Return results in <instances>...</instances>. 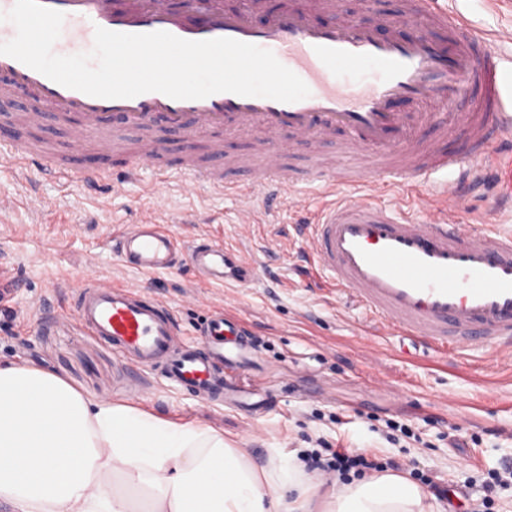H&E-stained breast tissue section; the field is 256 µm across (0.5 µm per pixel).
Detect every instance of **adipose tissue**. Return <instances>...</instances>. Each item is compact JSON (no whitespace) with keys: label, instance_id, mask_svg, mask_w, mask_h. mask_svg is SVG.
<instances>
[{"label":"adipose tissue","instance_id":"obj_1","mask_svg":"<svg viewBox=\"0 0 512 512\" xmlns=\"http://www.w3.org/2000/svg\"><path fill=\"white\" fill-rule=\"evenodd\" d=\"M436 512L408 476L325 485L302 463L257 467L223 431L83 395L0 365V503L9 512Z\"/></svg>","mask_w":512,"mask_h":512}]
</instances>
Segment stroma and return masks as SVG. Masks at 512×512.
I'll use <instances>...</instances> for the list:
<instances>
[{"label": "stroma", "instance_id": "1", "mask_svg": "<svg viewBox=\"0 0 512 512\" xmlns=\"http://www.w3.org/2000/svg\"><path fill=\"white\" fill-rule=\"evenodd\" d=\"M474 29L495 35L512 31V4L505 0H440ZM0 110L41 112L34 135L58 154L71 151L72 130L33 100L0 102ZM169 168L158 175L149 164L127 178L124 156L113 159L112 179L124 190L109 193L105 183L50 180L36 170L0 166V364L33 363L50 368L84 394L141 406L174 422L223 430L257 465L270 449L281 459L307 454L319 443L368 453L379 460L400 457L431 469L448 488L468 485L480 499L489 472L512 461V362L493 347L477 343L440 354L423 342L381 334L373 315L348 295L310 277L300 238L289 229L287 197L256 194L254 221H239L237 196L190 181L178 164L182 138L164 133ZM348 139L340 132L316 151L289 149L285 161L297 171L289 188L309 205L356 200L381 184L378 201L390 211L423 216L424 202L436 195L423 182L346 183L335 192L301 173L310 156L328 160ZM499 172L484 167L471 187L468 221L481 229L512 231V203L494 204L503 189ZM165 180L166 205L157 220L181 240H211L235 250L254 270L245 284L209 283L188 266L144 273L121 260L115 231L131 226L150 209L148 186ZM53 209H44L43 199ZM75 278H107L165 306L175 320L174 340L203 347L208 313L221 312L245 337L259 362L230 371L238 390L224 403L176 390L160 369L139 364L92 331L78 314ZM409 425L404 446L388 443L379 429L386 421ZM461 428L462 447L444 439L449 426Z\"/></svg>", "mask_w": 512, "mask_h": 512}]
</instances>
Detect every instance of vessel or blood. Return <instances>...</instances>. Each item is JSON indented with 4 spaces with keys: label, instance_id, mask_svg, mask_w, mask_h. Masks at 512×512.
Returning a JSON list of instances; mask_svg holds the SVG:
<instances>
[{
    "label": "vessel or blood",
    "instance_id": "obj_1",
    "mask_svg": "<svg viewBox=\"0 0 512 512\" xmlns=\"http://www.w3.org/2000/svg\"><path fill=\"white\" fill-rule=\"evenodd\" d=\"M65 20L54 51L88 52L94 31H166L199 41L231 38L274 53L309 87L308 98L283 103L269 98L217 93L204 99L176 100L159 92L129 99H102L66 88L19 61L0 55V98L18 87L37 102L97 136L92 163H64L32 152L19 124L0 126V146L10 165H32L49 178L66 175L96 183L114 152L112 134L122 129L146 132L140 150L129 155L127 173L144 161L167 167V144L155 132L165 127L183 139V164L206 184L228 183L243 202L259 189L285 194L291 176L280 143L309 146L336 132L349 133L359 157L335 167L316 163L308 177L333 186L358 181L368 168L404 180L427 177L449 167L475 177L474 158L424 151L421 127L397 102L432 101L439 114L467 102L465 125L479 148L487 133L512 132V105L502 86L506 59L439 0H402L398 15L380 25L359 24L341 0H314L302 9L270 13L256 25L250 12H225L223 0H202L199 8H173L169 0H41ZM328 20L317 24L312 14ZM369 70L367 82L352 74ZM260 130L267 138L257 173L247 181L226 182L222 166L200 161L198 135L214 131ZM440 203L420 218L391 215L374 200L333 203L307 217L304 249L312 265L327 273L337 290L365 306L376 322L396 336L424 341L437 351L479 342L512 361V233L477 231L465 224L470 199L459 183L438 186ZM122 260L143 272H156L187 258L205 281L243 283L251 275L240 256L224 245L202 240L182 249L175 234L141 215L117 242ZM79 314L99 335L139 363L163 365L182 389L223 398L224 378L216 369L224 357V319L207 323L210 350L200 353L173 346L174 321L157 302L98 278L78 285Z\"/></svg>",
    "mask_w": 512,
    "mask_h": 512
}]
</instances>
